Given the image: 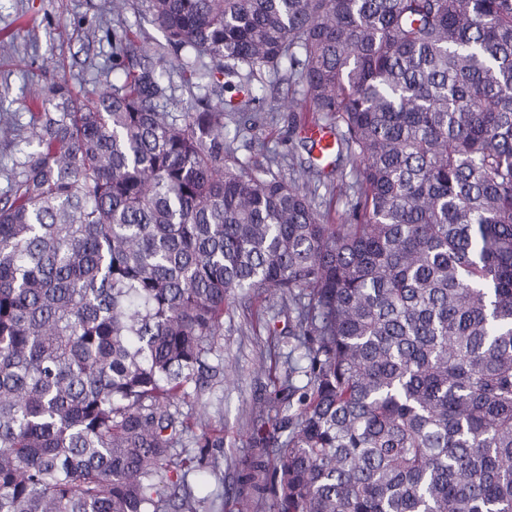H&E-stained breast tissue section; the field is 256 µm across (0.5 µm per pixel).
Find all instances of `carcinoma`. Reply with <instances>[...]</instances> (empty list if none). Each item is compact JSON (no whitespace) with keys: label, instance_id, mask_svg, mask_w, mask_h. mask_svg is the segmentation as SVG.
I'll list each match as a JSON object with an SVG mask.
<instances>
[{"label":"carcinoma","instance_id":"cac0c4a2","mask_svg":"<svg viewBox=\"0 0 512 512\" xmlns=\"http://www.w3.org/2000/svg\"><path fill=\"white\" fill-rule=\"evenodd\" d=\"M187 107L138 35L122 83L33 95L0 196V512H196L224 427V306L262 289L304 348L235 485L269 512H512V0H147ZM355 163L250 166L265 74ZM234 95L224 98V90ZM286 437H281V434ZM191 437L199 455L181 456ZM163 67H166L170 71L171 81L173 84V87L175 89H172V92L170 89L167 91V95L172 94L173 100H162L161 105H164L167 107V110L176 113L177 115L179 112H181V108L185 106V103L187 101V94L184 90H182L180 86V80L178 78V66L177 61L174 55H170L166 62L160 63ZM179 100H183L182 104H179ZM175 103H178L177 105ZM334 169L332 172V177L330 180H327L328 184H331L329 187L332 189L334 187V198H333V211L336 209V219L338 218V214L341 215L345 212L349 207L347 206V200L345 197L339 199L340 189H342V183L350 182L353 177V165L351 161L344 160L343 163H340L339 166L333 167V164L327 168L328 171Z\"/></svg>","mask_w":512,"mask_h":512}]
</instances>
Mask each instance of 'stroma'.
<instances>
[{
	"label": "stroma",
	"instance_id": "1",
	"mask_svg": "<svg viewBox=\"0 0 512 512\" xmlns=\"http://www.w3.org/2000/svg\"><path fill=\"white\" fill-rule=\"evenodd\" d=\"M105 0H0V115H8L20 126L14 136H0V194L7 188L6 174L15 160L31 153L24 125L34 108L31 96L43 87L54 67H65L71 84L83 96H92L103 82H117L121 71L112 68V31L126 27L138 33L146 53L164 43L163 32L154 24L146 0H129L122 14L103 8ZM273 119L252 138L236 142L240 158L262 165L268 151H276L284 163L301 155L293 131L295 122L315 124L313 112L292 117L277 111L280 90L265 92ZM274 298L266 292L236 293L224 309V325L218 338L224 378L205 391L201 399H190L189 408H206L213 418L224 421V446L220 450L222 480L201 472L189 473L187 487L197 499L196 512H238L233 487L240 461L250 450L254 430L271 422L270 407L275 386L260 364L284 374L295 368L297 385H305L306 361L302 350L288 334L284 319L274 318Z\"/></svg>",
	"mask_w": 512,
	"mask_h": 512
}]
</instances>
